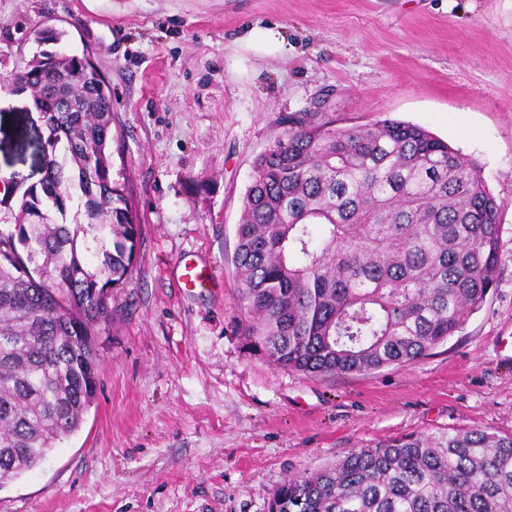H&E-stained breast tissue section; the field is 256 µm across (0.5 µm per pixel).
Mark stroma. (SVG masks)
Masks as SVG:
<instances>
[{
	"instance_id": "35a3bbf8",
	"label": "stroma",
	"mask_w": 512,
	"mask_h": 512,
	"mask_svg": "<svg viewBox=\"0 0 512 512\" xmlns=\"http://www.w3.org/2000/svg\"><path fill=\"white\" fill-rule=\"evenodd\" d=\"M112 88V177L139 219L98 333L79 430L0 488V512H268L290 476L421 431L512 433V0H0V73L36 30ZM394 118L475 160L500 205L497 279L463 329L414 362L310 378L249 355L236 226L280 117ZM30 92L0 94V176L39 181ZM210 266L182 287V256Z\"/></svg>"
}]
</instances>
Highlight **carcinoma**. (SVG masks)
<instances>
[{"mask_svg":"<svg viewBox=\"0 0 512 512\" xmlns=\"http://www.w3.org/2000/svg\"><path fill=\"white\" fill-rule=\"evenodd\" d=\"M18 74L48 109L42 178L0 197V488L79 430L98 383L101 301L137 220L112 180V92L86 57ZM253 162L234 302L248 354L310 377L413 362L480 309L499 205L478 165L426 129L289 112ZM26 248L21 257L17 244ZM35 264L28 277L22 260ZM268 512H512V435L421 432L290 477Z\"/></svg>","mask_w":512,"mask_h":512,"instance_id":"carcinoma-1","label":"carcinoma"}]
</instances>
